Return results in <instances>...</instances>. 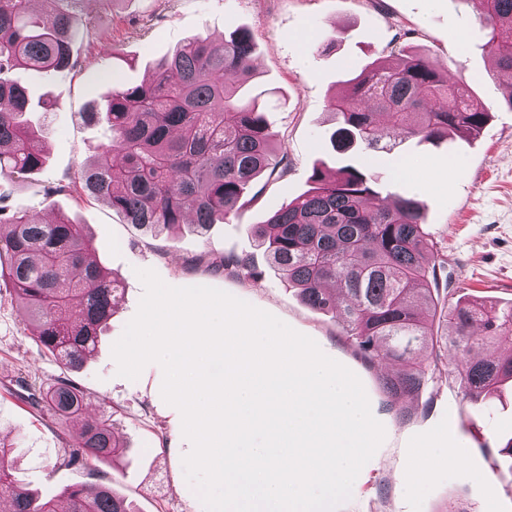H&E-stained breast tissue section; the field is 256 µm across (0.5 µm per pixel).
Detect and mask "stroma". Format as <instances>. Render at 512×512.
Segmentation results:
<instances>
[{
  "label": "stroma",
  "instance_id": "1",
  "mask_svg": "<svg viewBox=\"0 0 512 512\" xmlns=\"http://www.w3.org/2000/svg\"><path fill=\"white\" fill-rule=\"evenodd\" d=\"M85 17L92 34L112 33L113 46L91 50L81 40L74 45L76 68L47 79L24 69L15 73L31 97L57 94L60 109L32 115L41 125L45 166L22 180L0 179V194L11 209L41 221L63 212L85 224L95 260L115 276L121 295L97 350L71 373L39 343L0 282V439L13 446L18 478L45 497L74 484L108 483L136 512H204L185 478L182 458L190 444L179 411L162 398L161 367L148 364L130 380L118 375L112 357V346L143 294L136 272L152 269L169 286L218 288L271 313L360 378L385 439L338 512H512V457L501 452L512 440L511 387L495 398L470 401L455 384H431L419 396L403 398L409 416L399 419L381 388V369L362 361L346 342L341 323L304 305L276 272L244 283L187 265L204 251H252V225L308 190L314 166L335 162L330 97L374 60L405 46L449 62V83L468 85L494 112L476 141L432 145L410 138L380 153L381 192L414 194L423 202L427 228L448 258V286L455 298L477 294L511 302L512 111L501 102L512 86L488 76L485 32L472 6L466 0H120L116 5L85 0ZM239 27L254 37L255 76L249 87L262 93L278 134L275 151L286 169L283 177L260 175L238 214L214 225L204 239L186 226L146 236L99 200L65 195L46 200L52 182L82 164L105 160L96 149L104 125L81 118L89 103L117 84L148 80L156 63L183 41L196 36L218 41ZM331 33L336 44L324 48ZM67 375L79 384L90 414H112L127 448L115 465L68 464L79 422L38 415L11 390L19 377L44 388ZM430 446L460 448L464 457L407 482L411 460Z\"/></svg>",
  "mask_w": 512,
  "mask_h": 512
}]
</instances>
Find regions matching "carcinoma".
<instances>
[{
	"label": "carcinoma",
	"instance_id": "cac0c4a2",
	"mask_svg": "<svg viewBox=\"0 0 512 512\" xmlns=\"http://www.w3.org/2000/svg\"><path fill=\"white\" fill-rule=\"evenodd\" d=\"M31 2L0 0V176L19 180L43 167L45 150L22 119L28 92L12 75L22 68L48 77L76 67L73 45L87 30L84 0H43L36 17ZM465 2L487 30L493 72L512 78V0ZM253 53L247 28L221 43L189 39L149 81L113 88L83 113L88 122L107 124L99 149L109 161L81 167L47 187L46 197L104 200L155 238L187 222L206 237L238 213L259 174L285 173L265 108L238 94L253 76ZM447 71L436 56L403 48L399 59L347 80V92L329 101L337 121L330 141L343 162L316 167L310 189L272 209L253 233L255 246L305 304L342 322L360 359L396 366L382 378L395 399L415 396L436 379L458 384L470 399L512 381V303L452 301L439 288L447 259L425 227L423 203L408 194L386 200L373 168V153L391 151L405 137L434 144L480 136L492 108L466 86L448 85ZM356 152L366 161H346ZM3 201L0 195V278L40 343L77 370L114 314L117 280L89 259L94 246L84 225L65 213L44 223ZM204 261L201 255L191 265ZM207 270L243 282L261 277L246 254L223 255ZM495 345L504 354L488 353ZM18 386L41 414L82 421L70 461H115L124 453L110 417L87 416L72 379L42 390L21 380ZM0 498L11 501L13 512H133L108 486L34 494L16 478L11 446L1 440Z\"/></svg>",
	"mask_w": 512,
	"mask_h": 512
}]
</instances>
